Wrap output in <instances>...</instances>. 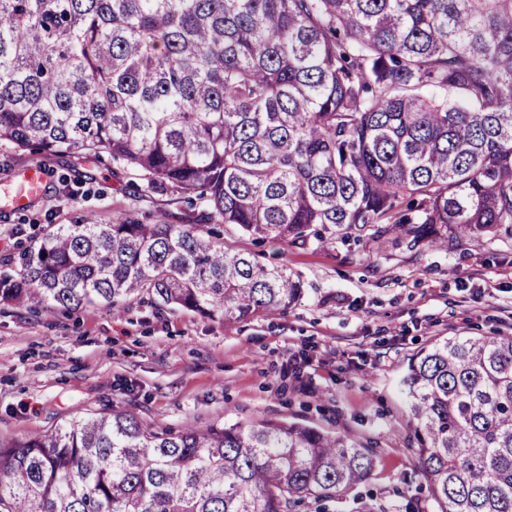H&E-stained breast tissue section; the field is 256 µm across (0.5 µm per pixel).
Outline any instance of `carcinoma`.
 <instances>
[{"label": "carcinoma", "mask_w": 512, "mask_h": 512, "mask_svg": "<svg viewBox=\"0 0 512 512\" xmlns=\"http://www.w3.org/2000/svg\"><path fill=\"white\" fill-rule=\"evenodd\" d=\"M2 141L106 152L202 210L58 224L0 271V302L285 312L304 292L288 265L200 221L303 250L512 235V0H0ZM402 383L437 512H512V336L439 340ZM373 469L279 419L173 435L93 414L0 444V512H334Z\"/></svg>", "instance_id": "1"}]
</instances>
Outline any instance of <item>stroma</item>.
Listing matches in <instances>:
<instances>
[{
  "instance_id": "35a3bbf8",
  "label": "stroma",
  "mask_w": 512,
  "mask_h": 512,
  "mask_svg": "<svg viewBox=\"0 0 512 512\" xmlns=\"http://www.w3.org/2000/svg\"><path fill=\"white\" fill-rule=\"evenodd\" d=\"M31 169L43 193L7 200ZM108 156L46 157L0 144V266L56 224L94 216L177 224L185 196L144 193ZM224 247L284 260L303 297L288 311L226 324L129 303L47 313L0 303V442L50 434L87 413L135 412L144 427L283 419L347 435L374 458L369 512L397 496L435 512L415 466L401 380L408 359L448 336H512V238L449 236L447 249L393 237L301 250L222 228Z\"/></svg>"
}]
</instances>
